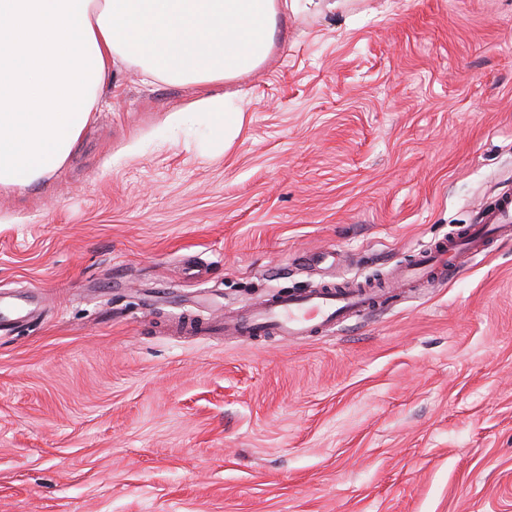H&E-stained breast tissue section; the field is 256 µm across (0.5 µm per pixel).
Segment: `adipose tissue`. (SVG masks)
<instances>
[{"instance_id":"ef3b65f1","label":"adipose tissue","mask_w":512,"mask_h":512,"mask_svg":"<svg viewBox=\"0 0 512 512\" xmlns=\"http://www.w3.org/2000/svg\"><path fill=\"white\" fill-rule=\"evenodd\" d=\"M336 0H0V190L60 170L113 70L206 85L257 69L279 19Z\"/></svg>"}]
</instances>
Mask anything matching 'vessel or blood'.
Returning <instances> with one entry per match:
<instances>
[{"label":"vessel or blood","mask_w":512,"mask_h":512,"mask_svg":"<svg viewBox=\"0 0 512 512\" xmlns=\"http://www.w3.org/2000/svg\"><path fill=\"white\" fill-rule=\"evenodd\" d=\"M512 234V196L501 195L497 207L480 224L457 230L403 268L402 287L413 288L425 279L441 282L470 258L482 254L491 237ZM372 289L329 283L304 294L276 296L255 309L225 319L224 328L242 338L281 336L291 339L321 336L346 321L385 311Z\"/></svg>","instance_id":"obj_1"}]
</instances>
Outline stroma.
<instances>
[{"mask_svg":"<svg viewBox=\"0 0 512 512\" xmlns=\"http://www.w3.org/2000/svg\"><path fill=\"white\" fill-rule=\"evenodd\" d=\"M122 66L0 192V512H512V237L304 341L176 332L380 280L512 193V0H347L215 86ZM202 111L212 115L217 128L220 132L217 144L219 146L231 143L238 135L242 121L243 113L226 112V98L224 96H213L201 101Z\"/></svg>","mask_w":512,"mask_h":512,"instance_id":"obj_1","label":"stroma"}]
</instances>
